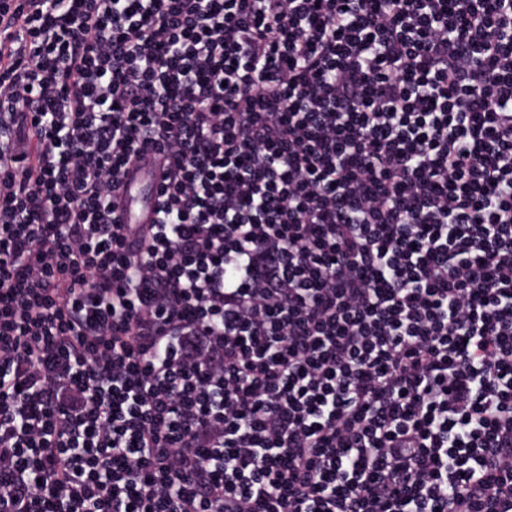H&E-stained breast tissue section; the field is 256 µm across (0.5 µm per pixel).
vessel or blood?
Segmentation results:
<instances>
[{
	"mask_svg": "<svg viewBox=\"0 0 512 512\" xmlns=\"http://www.w3.org/2000/svg\"><path fill=\"white\" fill-rule=\"evenodd\" d=\"M163 164L149 154L124 170L116 193V213L124 224H150L155 219V202L162 184Z\"/></svg>",
	"mask_w": 512,
	"mask_h": 512,
	"instance_id": "1",
	"label": "vessel or blood"
}]
</instances>
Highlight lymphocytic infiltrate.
<instances>
[{
  "mask_svg": "<svg viewBox=\"0 0 512 512\" xmlns=\"http://www.w3.org/2000/svg\"><path fill=\"white\" fill-rule=\"evenodd\" d=\"M0 512H512V0H0ZM163 164L158 155L148 154L124 170L116 193V214L123 224H151L162 184Z\"/></svg>",
  "mask_w": 512,
  "mask_h": 512,
  "instance_id": "1",
  "label": "lymphocytic infiltrate"
}]
</instances>
